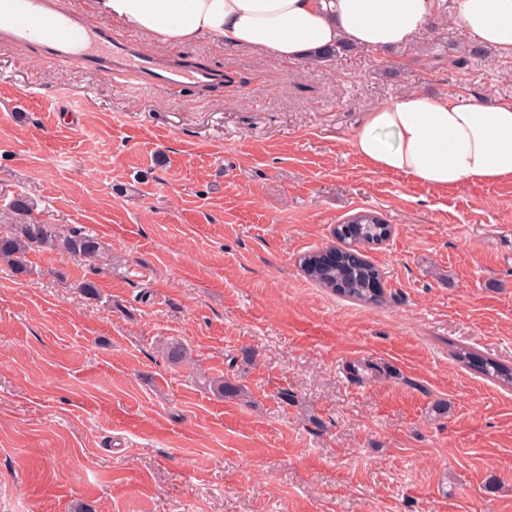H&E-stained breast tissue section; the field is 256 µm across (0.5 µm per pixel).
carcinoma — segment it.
Returning <instances> with one entry per match:
<instances>
[{"instance_id": "carcinoma-1", "label": "carcinoma", "mask_w": 512, "mask_h": 512, "mask_svg": "<svg viewBox=\"0 0 512 512\" xmlns=\"http://www.w3.org/2000/svg\"><path fill=\"white\" fill-rule=\"evenodd\" d=\"M350 50L351 46L341 42L311 54V60L316 63L328 61ZM9 211L13 215L12 221L0 224V261L7 263L18 275L30 273L28 255L47 250L78 257L94 270L97 265L107 260L105 247L97 236L28 218L32 203L27 197L20 195L13 199ZM346 223L348 227L334 231V236L338 242L347 246L354 243H377L388 232L386 221L375 211H358L350 215ZM301 263L312 280L350 301L372 303L382 298V293H376L369 288L370 280L379 275V271L367 261L358 265L337 263L326 267L321 256L307 254L301 259ZM479 369L487 376L512 385L511 368L491 359H484L479 362Z\"/></svg>"}]
</instances>
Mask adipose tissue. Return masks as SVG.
Listing matches in <instances>:
<instances>
[{
	"label": "adipose tissue",
	"instance_id": "ef3b65f1",
	"mask_svg": "<svg viewBox=\"0 0 512 512\" xmlns=\"http://www.w3.org/2000/svg\"><path fill=\"white\" fill-rule=\"evenodd\" d=\"M99 13L160 41L204 39L293 61L343 41L386 50L414 42L441 0H96ZM470 40L512 56V0H457ZM352 148L377 173L435 189L512 179V99L407 93L367 113Z\"/></svg>",
	"mask_w": 512,
	"mask_h": 512
}]
</instances>
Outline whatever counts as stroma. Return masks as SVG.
Listing matches in <instances>:
<instances>
[{"mask_svg":"<svg viewBox=\"0 0 512 512\" xmlns=\"http://www.w3.org/2000/svg\"><path fill=\"white\" fill-rule=\"evenodd\" d=\"M64 2L230 81L135 88L0 42V208L112 256L0 264V512H512V386L450 356L512 367V182L436 190L351 147L410 91L512 98V58L471 54L455 0L407 46L292 64ZM362 210L394 233L359 305L299 259Z\"/></svg>","mask_w":512,"mask_h":512,"instance_id":"obj_1","label":"stroma"}]
</instances>
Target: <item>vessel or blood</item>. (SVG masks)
Segmentation results:
<instances>
[{"instance_id": "vessel-or-blood-1", "label": "vessel or blood", "mask_w": 512, "mask_h": 512, "mask_svg": "<svg viewBox=\"0 0 512 512\" xmlns=\"http://www.w3.org/2000/svg\"><path fill=\"white\" fill-rule=\"evenodd\" d=\"M0 12L11 18L1 39L115 78H134L144 88L207 87L221 78L208 67H188L143 51L135 40L116 39L110 29L89 26L61 8L59 0H0Z\"/></svg>"}]
</instances>
